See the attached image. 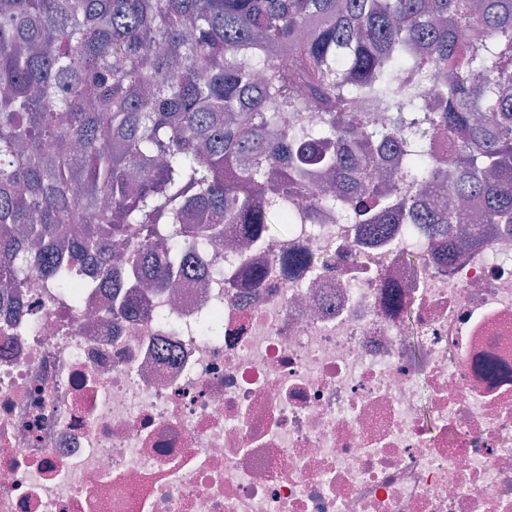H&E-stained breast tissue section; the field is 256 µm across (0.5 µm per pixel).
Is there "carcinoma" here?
<instances>
[{
	"label": "carcinoma",
	"instance_id": "1",
	"mask_svg": "<svg viewBox=\"0 0 512 512\" xmlns=\"http://www.w3.org/2000/svg\"><path fill=\"white\" fill-rule=\"evenodd\" d=\"M435 78L434 89L424 80ZM392 114L376 127L363 109ZM291 112H317L307 128ZM413 134L398 180L379 145ZM446 134L448 159L427 140ZM479 196V223L512 226V0H0V277L79 286L110 273L113 240L158 283L178 238L231 224L277 236L336 206L357 223L463 222L427 203ZM63 241L62 262L37 241Z\"/></svg>",
	"mask_w": 512,
	"mask_h": 512
}]
</instances>
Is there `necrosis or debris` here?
Returning <instances> with one entry per match:
<instances>
[{
    "label": "necrosis or debris",
    "mask_w": 512,
    "mask_h": 512,
    "mask_svg": "<svg viewBox=\"0 0 512 512\" xmlns=\"http://www.w3.org/2000/svg\"><path fill=\"white\" fill-rule=\"evenodd\" d=\"M288 237L333 264L289 275L279 239L228 231L181 242L195 273L164 285L115 268L133 318L93 267L77 308L36 274L0 289V512H512L489 434L512 426V235L450 263L419 224L371 240L337 212Z\"/></svg>",
    "instance_id": "1"
}]
</instances>
